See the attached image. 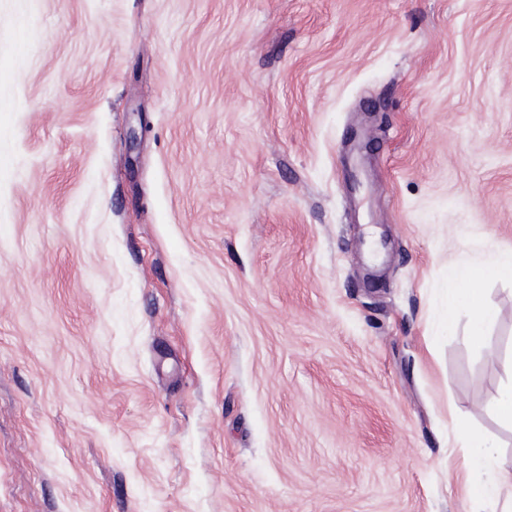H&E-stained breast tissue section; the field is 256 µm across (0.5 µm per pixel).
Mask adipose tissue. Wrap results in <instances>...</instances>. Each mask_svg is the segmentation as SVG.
Masks as SVG:
<instances>
[{"mask_svg":"<svg viewBox=\"0 0 512 512\" xmlns=\"http://www.w3.org/2000/svg\"><path fill=\"white\" fill-rule=\"evenodd\" d=\"M512 274V252L497 254L492 259L466 266L450 265L448 269V312L456 314L466 310L470 315V327L466 340L474 346L485 341L486 327L498 317L494 308L483 301L482 284L491 276ZM472 450L470 468L473 474L470 492L479 498L512 496V466H506L499 458L493 444L486 438L472 434L467 438Z\"/></svg>","mask_w":512,"mask_h":512,"instance_id":"ef3b65f1","label":"adipose tissue"}]
</instances>
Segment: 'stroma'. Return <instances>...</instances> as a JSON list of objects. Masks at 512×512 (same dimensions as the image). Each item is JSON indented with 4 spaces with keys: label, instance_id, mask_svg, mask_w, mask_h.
<instances>
[{
    "label": "stroma",
    "instance_id": "1",
    "mask_svg": "<svg viewBox=\"0 0 512 512\" xmlns=\"http://www.w3.org/2000/svg\"><path fill=\"white\" fill-rule=\"evenodd\" d=\"M512 0H0V512H507ZM512 274V252L497 254L483 263L448 268V315L455 317L459 309L470 315V327L465 341L479 346L485 341V328L494 322L499 312L483 301L482 284L491 276ZM465 286L466 288H461ZM467 448H473L470 493L479 498L498 499L502 494L512 497V466L500 460L495 446L486 438L472 434L467 438Z\"/></svg>",
    "mask_w": 512,
    "mask_h": 512
}]
</instances>
